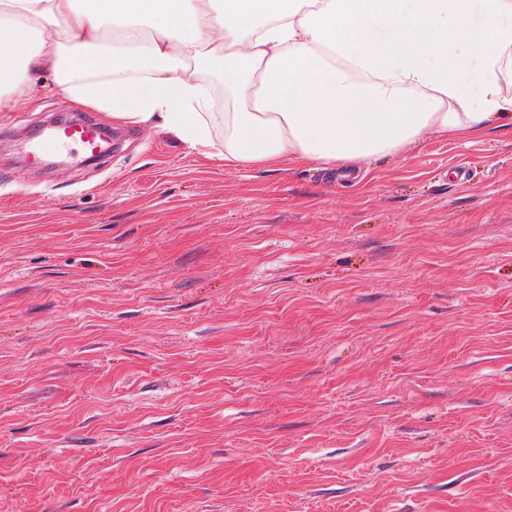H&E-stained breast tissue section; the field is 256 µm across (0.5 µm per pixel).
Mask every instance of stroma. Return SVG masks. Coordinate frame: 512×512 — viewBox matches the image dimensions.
I'll use <instances>...</instances> for the list:
<instances>
[{"mask_svg":"<svg viewBox=\"0 0 512 512\" xmlns=\"http://www.w3.org/2000/svg\"><path fill=\"white\" fill-rule=\"evenodd\" d=\"M0 112V512H512V125L336 180ZM105 129L93 121L69 122L41 129L32 135L28 145V158L32 165L45 161L77 147L93 157L105 151Z\"/></svg>","mask_w":512,"mask_h":512,"instance_id":"35a3bbf8","label":"stroma"}]
</instances>
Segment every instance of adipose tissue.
<instances>
[{"label": "adipose tissue", "instance_id": "ef3b65f1", "mask_svg": "<svg viewBox=\"0 0 512 512\" xmlns=\"http://www.w3.org/2000/svg\"><path fill=\"white\" fill-rule=\"evenodd\" d=\"M201 66L233 101L220 143ZM32 69L228 167L348 173L512 121V0H0V112L38 94Z\"/></svg>", "mask_w": 512, "mask_h": 512}]
</instances>
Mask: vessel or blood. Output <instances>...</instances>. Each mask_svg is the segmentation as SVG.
<instances>
[{
	"instance_id": "1",
	"label": "vessel or blood",
	"mask_w": 512,
	"mask_h": 512,
	"mask_svg": "<svg viewBox=\"0 0 512 512\" xmlns=\"http://www.w3.org/2000/svg\"><path fill=\"white\" fill-rule=\"evenodd\" d=\"M105 142L104 129L96 122H70L42 129L32 135L27 154L34 165L74 147L93 157L104 152Z\"/></svg>"
}]
</instances>
